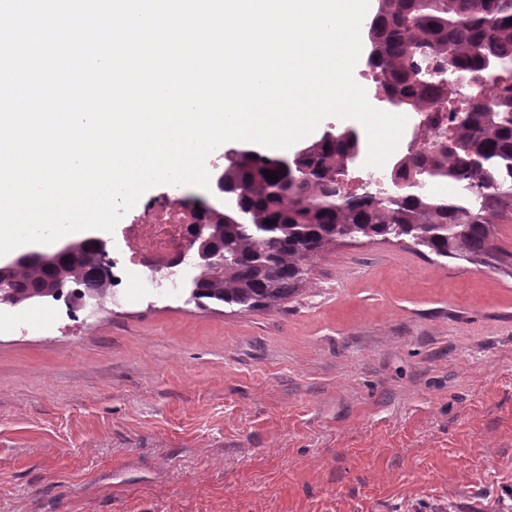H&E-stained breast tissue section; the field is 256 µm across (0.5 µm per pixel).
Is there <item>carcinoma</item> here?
I'll use <instances>...</instances> for the list:
<instances>
[{
    "mask_svg": "<svg viewBox=\"0 0 512 512\" xmlns=\"http://www.w3.org/2000/svg\"><path fill=\"white\" fill-rule=\"evenodd\" d=\"M367 65L378 89L420 119V139L390 167L386 195L341 190L361 142L354 131L326 132L296 156L297 180L283 183L279 159L241 150L224 167L235 205L209 211L221 266L195 265L190 299L240 309L271 308L307 281L311 261L341 239L407 243L440 259L488 257L492 228L512 215V0H378L367 25ZM442 64L475 86L492 82L487 100L456 91L430 75ZM445 107L448 129L430 113ZM448 183V195L439 187ZM273 224L267 225L265 221ZM10 306L57 300L77 304L81 288L105 295L99 251L87 238L75 250L36 252L0 266Z\"/></svg>",
    "mask_w": 512,
    "mask_h": 512,
    "instance_id": "1",
    "label": "carcinoma"
}]
</instances>
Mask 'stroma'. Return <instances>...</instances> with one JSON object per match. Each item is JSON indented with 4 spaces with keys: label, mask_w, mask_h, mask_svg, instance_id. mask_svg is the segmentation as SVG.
Returning a JSON list of instances; mask_svg holds the SVG:
<instances>
[{
    "label": "stroma",
    "mask_w": 512,
    "mask_h": 512,
    "mask_svg": "<svg viewBox=\"0 0 512 512\" xmlns=\"http://www.w3.org/2000/svg\"><path fill=\"white\" fill-rule=\"evenodd\" d=\"M491 243L339 241L268 310H0V512H501L512 220Z\"/></svg>",
    "instance_id": "obj_1"
}]
</instances>
